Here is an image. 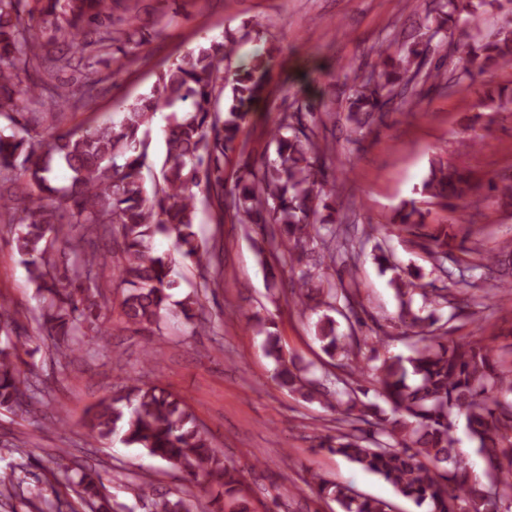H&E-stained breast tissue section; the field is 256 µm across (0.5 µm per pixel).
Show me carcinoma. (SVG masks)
Segmentation results:
<instances>
[{
    "label": "carcinoma",
    "mask_w": 512,
    "mask_h": 512,
    "mask_svg": "<svg viewBox=\"0 0 512 512\" xmlns=\"http://www.w3.org/2000/svg\"><path fill=\"white\" fill-rule=\"evenodd\" d=\"M22 0H0V223L9 227L11 246L40 297L32 319L50 341L59 362L72 363L86 352L83 329L98 325L105 307L101 280L110 269L126 293L121 301L125 323L151 336L177 320L198 334L215 328L201 296L193 291L172 299L178 288L177 261L194 267L204 281L224 279L223 260L195 229L197 195L216 208L217 223L230 214L247 232L280 251L289 268V298L302 310L325 307L315 323L316 339L340 371L307 377L280 344L274 318H257V334L274 360L272 380L306 400L318 399L336 410L346 427L319 438L317 448L342 457L379 476L395 492L428 512H502L512 504V357L504 359L478 336L452 339L435 335L438 307L446 304L455 318L470 307L488 308L486 297L448 298L428 288L421 269L403 267L382 243L373 259L399 302L393 331L375 340L358 335L363 319L353 288L355 259L369 235L360 238L336 208L345 185L336 175L335 150L321 144L315 127L322 115L299 107L282 111L270 131L273 151L260 158L247 153L242 138L246 114L267 96L273 56L259 54L249 66L230 70L240 38L230 30L222 41H204L172 62L151 90L123 107L119 121L104 120L81 129L59 128L64 111L93 99L97 69L93 60L113 47L125 56L142 47L152 33L138 17L113 18L123 0H36L37 10L20 11ZM497 0H439L425 9L413 33L396 52L381 44L377 61L350 68L348 118L361 129L376 114L395 105L417 103V86L448 85L441 65L428 66L431 39L440 37L462 67L454 86L469 89L475 77L512 58V17L492 34H471L478 16ZM37 64L48 73L71 70L85 77L78 93L67 82L39 89L22 86L21 75ZM166 113L165 158L160 175L151 171L148 127ZM238 153L234 177L224 159ZM64 168V184L54 171ZM26 189H19L20 177ZM512 206V178L489 180ZM420 194L445 207L458 202L479 208L482 199L467 174L442 158L433 160ZM394 227L403 241L428 254L438 267L448 260V228L433 229L412 200L403 203ZM174 237L180 259L154 248L157 235ZM333 268L351 281L333 280ZM473 268L498 274L497 289L512 283V240L480 257ZM349 327L338 333L336 316ZM22 314L0 298V408L26 411L38 399L37 381L20 378L18 338L25 335ZM406 341L411 354L380 357V349ZM375 387L389 406L364 402L363 383ZM465 417L468 436L485 465V480H473L458 448L454 414ZM88 438L107 445L115 437L128 447L167 464L197 482L223 488L215 512H252L238 471L226 464L186 404L165 387L128 377L122 386L93 405L84 423ZM67 483L75 497L110 512L100 497L99 473L63 466L50 471ZM308 487L319 499L336 502L340 512H394L382 498L362 494L320 473ZM152 512H195L193 495L157 493Z\"/></svg>",
    "instance_id": "carcinoma-1"
}]
</instances>
